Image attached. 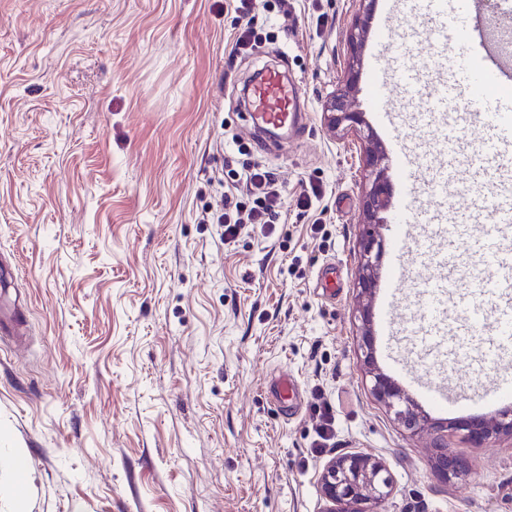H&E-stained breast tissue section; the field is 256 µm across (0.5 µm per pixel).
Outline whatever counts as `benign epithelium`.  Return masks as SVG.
I'll return each instance as SVG.
<instances>
[{"label": "benign epithelium", "mask_w": 512, "mask_h": 512, "mask_svg": "<svg viewBox=\"0 0 512 512\" xmlns=\"http://www.w3.org/2000/svg\"><path fill=\"white\" fill-rule=\"evenodd\" d=\"M359 21L351 32L353 59L350 79L345 89L333 94L324 107L331 129L352 131L364 144L365 181L363 209L365 229L360 245L357 291L359 315L363 325L361 349L364 354L366 376L370 377V391L395 419L409 430L437 433L433 445L432 469L445 480L463 479L470 475L471 467L464 457L449 455L448 437L480 445L500 433L512 435V410L506 408L491 418L476 417L459 420L450 425H435L376 365L371 344V298L377 285V271L384 251V240L376 231L379 214L389 205V189L386 176L385 155L376 141L372 129L360 112L348 109L346 98L353 88V76L361 66V55L367 38V26L375 0H356ZM320 491L327 503L325 512H381L394 490V481L387 466L369 454L350 452L330 459L319 477Z\"/></svg>", "instance_id": "obj_1"}]
</instances>
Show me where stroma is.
I'll return each instance as SVG.
<instances>
[{
    "instance_id": "35a3bbf8",
    "label": "stroma",
    "mask_w": 512,
    "mask_h": 512,
    "mask_svg": "<svg viewBox=\"0 0 512 512\" xmlns=\"http://www.w3.org/2000/svg\"><path fill=\"white\" fill-rule=\"evenodd\" d=\"M356 0H256L260 40L234 52L246 19L228 0H0V255L31 330L23 349L0 339V512H324L328 460L363 452L394 479L385 512H512V436L448 441L470 475L442 481L432 437L395 421L364 374L356 273L364 159L353 135L331 133L326 100L345 84ZM435 15L419 5L384 45L434 61ZM275 70L305 98L300 127L273 140L241 91ZM361 110L381 144L419 155L417 201L445 206L421 224L409 254L394 335L372 325L374 357L419 399L447 382L437 422L494 416L512 379V346L496 344L497 293L458 284L429 306V259L466 219L469 166L489 125L460 133L455 195L433 185L449 160L443 120L398 125ZM246 152H239V145ZM259 162L285 191L274 235L225 245L201 218L222 195L244 198L243 167ZM335 267L336 291L317 280ZM288 371L300 389L277 416L266 388ZM332 420L330 441L320 439ZM28 459L27 478L6 460Z\"/></svg>"
}]
</instances>
